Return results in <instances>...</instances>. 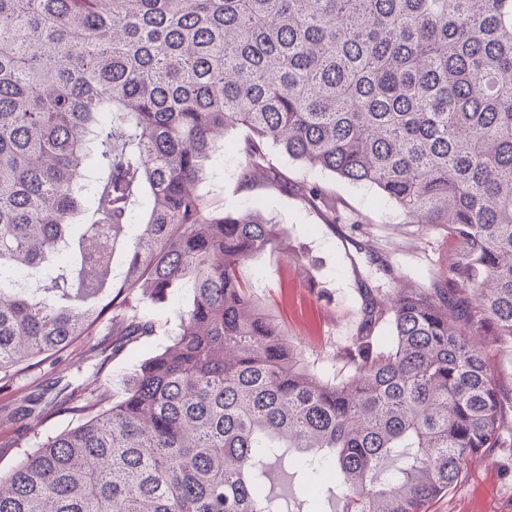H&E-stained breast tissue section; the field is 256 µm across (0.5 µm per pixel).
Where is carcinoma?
<instances>
[{"instance_id": "obj_1", "label": "carcinoma", "mask_w": 512, "mask_h": 512, "mask_svg": "<svg viewBox=\"0 0 512 512\" xmlns=\"http://www.w3.org/2000/svg\"><path fill=\"white\" fill-rule=\"evenodd\" d=\"M229 130L242 188L325 204L278 146L453 245L433 287L366 296L354 375L321 377L251 295L285 232L202 193ZM175 288L172 346L120 392L54 398L76 426L17 433L0 512H287L264 478L291 451L342 512H430L512 448L488 361L512 348V0H0V382L107 312L119 353Z\"/></svg>"}]
</instances>
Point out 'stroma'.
<instances>
[{
    "instance_id": "1",
    "label": "stroma",
    "mask_w": 512,
    "mask_h": 512,
    "mask_svg": "<svg viewBox=\"0 0 512 512\" xmlns=\"http://www.w3.org/2000/svg\"><path fill=\"white\" fill-rule=\"evenodd\" d=\"M238 162L232 151L213 163L204 192L216 207H241L258 202L263 214L283 225L288 248L309 253L314 263H294L285 251L262 253L244 268L253 296L271 313L304 358L326 379L348 375L338 353L361 320L363 291L377 286L431 287L450 248L443 233L406 223L395 207L374 189L353 186L324 174L320 184L336 198V221L325 223L320 210L291 193L263 188L239 190ZM187 296L166 305L147 307L153 335L113 354L107 324H100L76 345L77 369L44 363L16 373L0 386V412L16 408L34 389L53 399L60 387L119 390L136 366L172 341V332ZM268 483L286 495L292 512H341V496H310L292 467L274 469ZM431 512H512V448H493L467 462L463 481L436 501Z\"/></svg>"
}]
</instances>
